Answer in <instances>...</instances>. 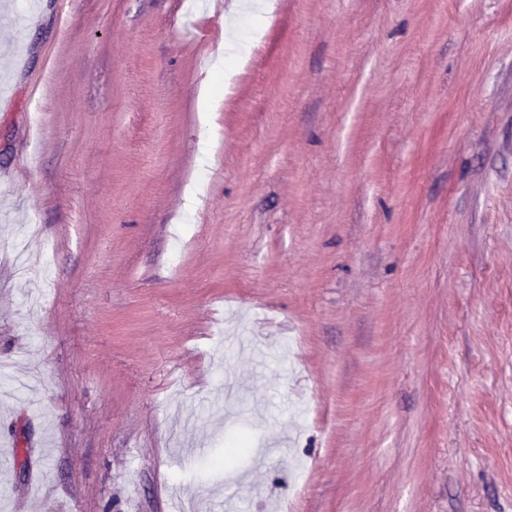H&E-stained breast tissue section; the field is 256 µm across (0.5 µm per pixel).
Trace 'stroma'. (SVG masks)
<instances>
[{
	"label": "stroma",
	"instance_id": "stroma-1",
	"mask_svg": "<svg viewBox=\"0 0 512 512\" xmlns=\"http://www.w3.org/2000/svg\"><path fill=\"white\" fill-rule=\"evenodd\" d=\"M229 2L0 0V512H512V0Z\"/></svg>",
	"mask_w": 512,
	"mask_h": 512
}]
</instances>
